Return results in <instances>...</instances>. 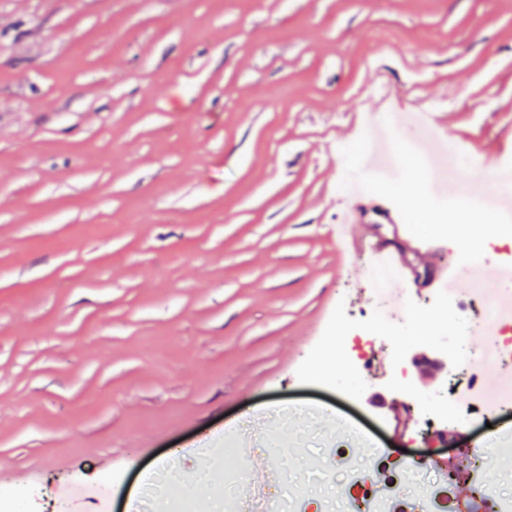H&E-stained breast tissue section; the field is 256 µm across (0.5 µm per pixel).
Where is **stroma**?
Segmentation results:
<instances>
[{
  "label": "stroma",
  "instance_id": "obj_1",
  "mask_svg": "<svg viewBox=\"0 0 512 512\" xmlns=\"http://www.w3.org/2000/svg\"><path fill=\"white\" fill-rule=\"evenodd\" d=\"M387 87L407 112L448 115V138L512 179V0H0V493L35 512L40 484L70 487L62 512H102L88 490L129 493L154 459L186 449L180 512L222 499L235 470L219 432H261L285 478L342 512L319 479L338 416L384 447L439 461L459 512L473 481L512 491L470 449L416 435V402L464 385L461 331L431 306L458 247L512 249L487 213L431 231L436 197L413 149L381 182L403 224L366 213L359 233L401 259L414 306L388 340L372 319L371 257L345 256L339 204L376 141L364 118ZM366 320L356 372L336 324ZM410 376L401 381L396 360ZM283 404L317 416L253 418ZM209 447L207 456L192 448Z\"/></svg>",
  "mask_w": 512,
  "mask_h": 512
}]
</instances>
